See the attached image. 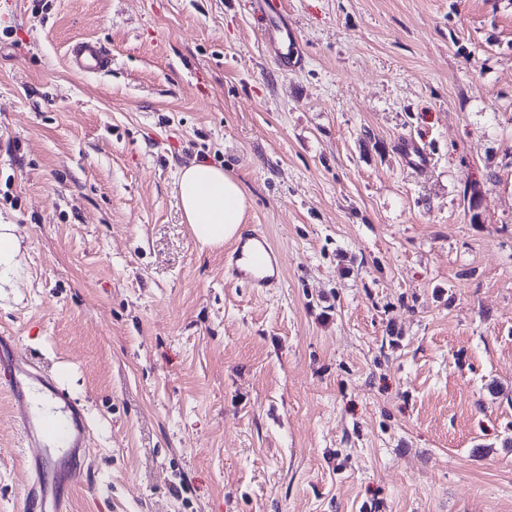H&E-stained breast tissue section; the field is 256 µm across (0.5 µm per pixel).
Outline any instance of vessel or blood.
Instances as JSON below:
<instances>
[{"mask_svg":"<svg viewBox=\"0 0 512 512\" xmlns=\"http://www.w3.org/2000/svg\"><path fill=\"white\" fill-rule=\"evenodd\" d=\"M288 39L287 27H279L275 58L285 69L296 64L295 48ZM69 65L76 72L98 75L111 69L112 56L99 41L83 39L70 47ZM229 267L236 279L263 290L278 286L282 258L264 233L253 231L238 241L230 254ZM0 363L8 369L7 389L22 414L25 444L35 450L28 461L33 480L26 512H67L60 485L65 480L74 484L81 478V469L74 461L85 453L86 424L74 401L64 397L53 382L42 379L33 363L17 358L14 337L0 336ZM36 396L54 404L60 419L56 431H47L42 416L34 410L32 399Z\"/></svg>","mask_w":512,"mask_h":512,"instance_id":"vessel-or-blood-1","label":"vessel or blood"}]
</instances>
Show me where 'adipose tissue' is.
I'll list each match as a JSON object with an SVG mask.
<instances>
[{
	"label": "adipose tissue",
	"instance_id": "1",
	"mask_svg": "<svg viewBox=\"0 0 512 512\" xmlns=\"http://www.w3.org/2000/svg\"><path fill=\"white\" fill-rule=\"evenodd\" d=\"M177 186L184 215L201 247H218L237 236L246 195L233 174L207 163H194L180 170Z\"/></svg>",
	"mask_w": 512,
	"mask_h": 512
}]
</instances>
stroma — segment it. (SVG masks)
Here are the masks:
<instances>
[{"label": "stroma", "mask_w": 512, "mask_h": 512, "mask_svg": "<svg viewBox=\"0 0 512 512\" xmlns=\"http://www.w3.org/2000/svg\"><path fill=\"white\" fill-rule=\"evenodd\" d=\"M283 20L301 69L252 0H0V335L87 416L70 512H512V0ZM84 38L110 72L70 68ZM199 161L278 287L196 243ZM28 453L0 386V512ZM278 33V37L275 38V58L283 69L295 68L297 55L294 54L295 47L291 44L290 35L288 34V28L285 26H278L274 28ZM289 39V46H288ZM178 195L193 235L202 248H213L238 235L246 209V195L224 168L193 163L179 172ZM16 229L14 224L0 225V288L12 286L22 275L21 239ZM229 267L234 277L250 288H275L280 280L282 258L264 233L251 231L231 252Z\"/></svg>", "instance_id": "obj_1"}]
</instances>
